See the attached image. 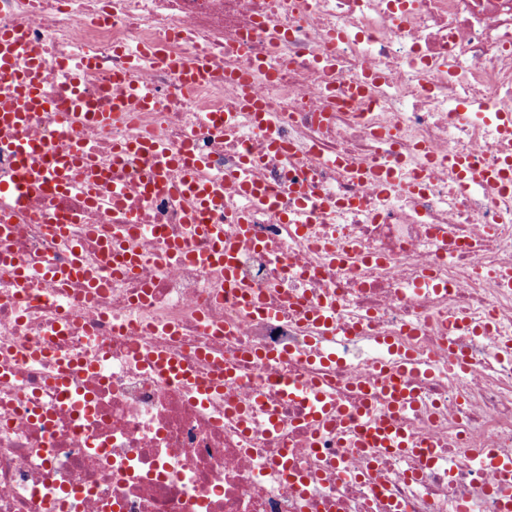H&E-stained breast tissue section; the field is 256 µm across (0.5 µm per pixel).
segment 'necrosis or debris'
Instances as JSON below:
<instances>
[{
    "label": "necrosis or debris",
    "instance_id": "necrosis-or-debris-1",
    "mask_svg": "<svg viewBox=\"0 0 512 512\" xmlns=\"http://www.w3.org/2000/svg\"><path fill=\"white\" fill-rule=\"evenodd\" d=\"M2 30L39 52L49 106L0 128V185L18 141L35 143L33 164H95L77 187L0 204V246L29 269L81 258L103 285L0 270V512H502L470 454L512 455V358L499 354L512 291L498 286L512 274V192L461 190L448 160L482 171L507 149L496 116L512 113V0H0ZM147 46L205 55L214 78L133 65ZM239 74L275 132L241 111ZM133 85L151 108L70 128L74 93L107 112ZM228 114L234 127L215 128ZM140 137L204 158V181L255 158L267 202L249 213L236 272L263 311L208 263L209 238L195 237V259L171 257L192 201L182 168L149 193V155L115 162ZM300 204L299 230L284 217ZM103 232L141 255L136 273L103 261ZM327 301L332 364L316 359L310 317ZM400 350L417 364L401 383L418 408L391 416L421 450L361 447L366 415L390 414L375 367L396 369ZM161 356L193 382L158 372ZM223 373V391L198 393ZM291 384L325 387L339 414L308 421Z\"/></svg>",
    "mask_w": 512,
    "mask_h": 512
}]
</instances>
